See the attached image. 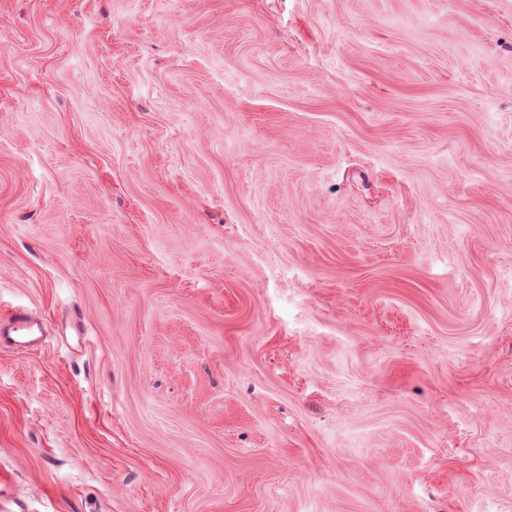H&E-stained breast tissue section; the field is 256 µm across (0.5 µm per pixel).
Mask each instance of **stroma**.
I'll list each match as a JSON object with an SVG mask.
<instances>
[{"instance_id":"stroma-1","label":"stroma","mask_w":512,"mask_h":512,"mask_svg":"<svg viewBox=\"0 0 512 512\" xmlns=\"http://www.w3.org/2000/svg\"><path fill=\"white\" fill-rule=\"evenodd\" d=\"M0 512H512V0H0ZM43 334L42 322L26 308L17 307L7 321H0V349L37 350Z\"/></svg>"}]
</instances>
